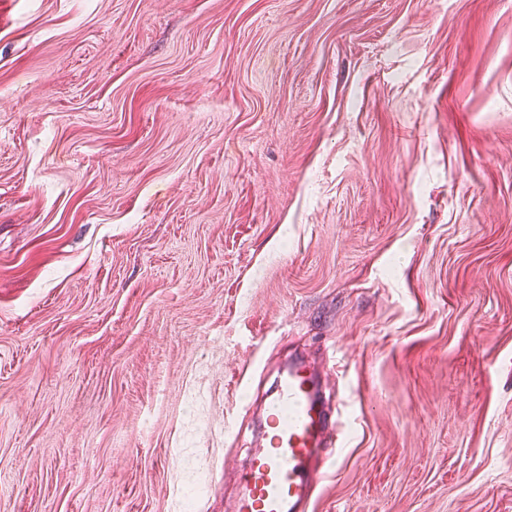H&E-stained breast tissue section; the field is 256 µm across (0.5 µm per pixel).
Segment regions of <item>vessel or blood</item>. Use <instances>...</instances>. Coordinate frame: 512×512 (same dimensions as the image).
I'll return each mask as SVG.
<instances>
[{"instance_id": "b4317fda", "label": "vessel or blood", "mask_w": 512, "mask_h": 512, "mask_svg": "<svg viewBox=\"0 0 512 512\" xmlns=\"http://www.w3.org/2000/svg\"><path fill=\"white\" fill-rule=\"evenodd\" d=\"M334 427L310 364L295 357L266 403L265 443L242 474L236 512H309Z\"/></svg>"}]
</instances>
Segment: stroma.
<instances>
[{
  "instance_id": "obj_1",
  "label": "stroma",
  "mask_w": 512,
  "mask_h": 512,
  "mask_svg": "<svg viewBox=\"0 0 512 512\" xmlns=\"http://www.w3.org/2000/svg\"><path fill=\"white\" fill-rule=\"evenodd\" d=\"M295 352L313 512H512V0H0V512H234Z\"/></svg>"
}]
</instances>
